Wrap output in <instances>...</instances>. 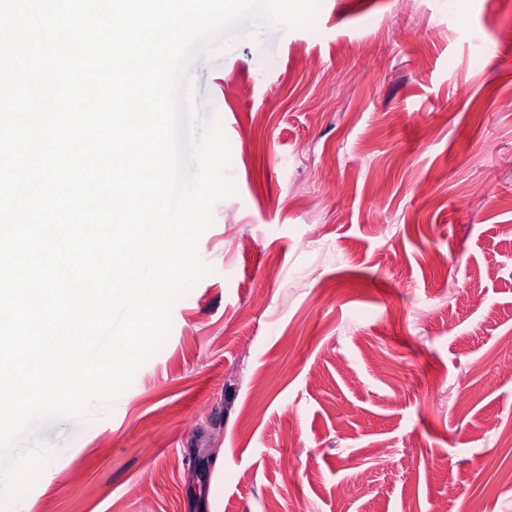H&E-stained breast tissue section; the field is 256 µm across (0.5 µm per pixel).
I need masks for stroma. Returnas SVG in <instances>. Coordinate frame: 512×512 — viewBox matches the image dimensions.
I'll list each match as a JSON object with an SVG mask.
<instances>
[{
    "label": "stroma",
    "instance_id": "35a3bbf8",
    "mask_svg": "<svg viewBox=\"0 0 512 512\" xmlns=\"http://www.w3.org/2000/svg\"><path fill=\"white\" fill-rule=\"evenodd\" d=\"M194 78L211 272L15 512H512V0H321Z\"/></svg>",
    "mask_w": 512,
    "mask_h": 512
}]
</instances>
